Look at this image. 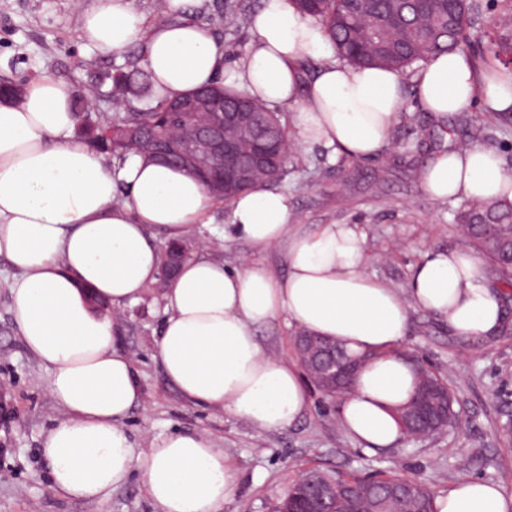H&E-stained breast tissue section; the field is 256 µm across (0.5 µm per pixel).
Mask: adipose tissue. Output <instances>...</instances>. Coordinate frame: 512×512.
Here are the masks:
<instances>
[{
    "mask_svg": "<svg viewBox=\"0 0 512 512\" xmlns=\"http://www.w3.org/2000/svg\"><path fill=\"white\" fill-rule=\"evenodd\" d=\"M200 0H165V20L142 29L132 0H101L79 20V36L103 55L145 41V66L159 97L176 99L210 84L296 109L303 142L359 157L384 149L403 103L402 72L356 67L333 57L320 22L292 0H261L254 41L233 67L224 46L187 20ZM318 61L306 74V61ZM435 120L482 100L512 112V73L490 75L453 52L414 77ZM77 94L43 75L18 99L0 100V257L12 270L11 314L26 348L49 372L48 389L67 414L47 433L42 455L53 489L106 499L140 475L155 512H222L237 470L209 437L173 432L136 452L124 420L143 393L133 359L116 350L118 331L92 298L124 308L141 302L161 267L157 233L188 242L216 199L180 168L140 157L115 164L76 136ZM128 193L119 196V185ZM424 191L434 200L512 198V176L481 146L437 154ZM283 192L256 187L236 197L231 223L252 246L283 249L288 273L255 264L231 269L206 256L186 260L162 296L156 357L190 404L229 414L257 432L287 428L307 410L299 366L269 355L257 330L283 314L291 326L374 352L342 398L338 422L365 450L404 437L397 412L415 391L416 371L400 345L410 307L439 315L457 336L496 337L506 319L502 292L470 252L429 253L407 289L363 271L365 238L355 224L300 233ZM435 512H512V496L468 478L434 498Z\"/></svg>",
    "mask_w": 512,
    "mask_h": 512,
    "instance_id": "1",
    "label": "adipose tissue"
}]
</instances>
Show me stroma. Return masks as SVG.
Wrapping results in <instances>:
<instances>
[{"label":"stroma","mask_w":512,"mask_h":512,"mask_svg":"<svg viewBox=\"0 0 512 512\" xmlns=\"http://www.w3.org/2000/svg\"><path fill=\"white\" fill-rule=\"evenodd\" d=\"M229 0H203L192 16L224 45L227 62L246 55L254 40L250 28L224 29ZM96 0H0V79L24 83L48 74L69 82L79 96H93L88 121L112 114L105 94L111 76L143 63L144 45L103 56L78 37L79 7ZM403 112L387 149L371 158L336 154L318 144H303L293 127L294 113L283 108L298 163L289 164L277 187L287 193L298 230L322 224H357L366 238L365 273L405 287L413 268L430 250L464 247L454 215L459 202L430 198L413 167H425L451 148L452 137L424 111L413 81L404 86ZM201 245L231 268L250 260L285 276L280 249H259L239 239L231 226V208L217 205L200 227ZM0 257V512H153L140 476L113 490L103 501L72 499L51 487L41 455L42 440L64 414L48 390V373L27 350L10 313L9 282ZM121 323L118 351L135 360L145 401L125 421L136 449L175 430L204 433L224 449L239 475L234 496L223 512H274L278 498L303 471L333 469L361 476L376 473L415 477L433 492L475 478L499 485L512 496V433L503 425L512 417V336L487 341L456 337L446 322L415 308L410 312L404 349L444 376L464 420L449 434L422 441L404 440L376 453L362 449L337 423L336 401L309 390V406L291 426L257 434L243 421L186 402L166 380L155 357V339L163 317L158 287L137 305L117 311Z\"/></svg>","instance_id":"stroma-1"}]
</instances>
